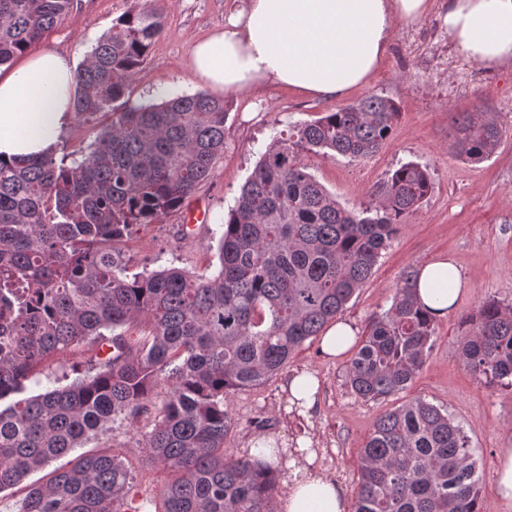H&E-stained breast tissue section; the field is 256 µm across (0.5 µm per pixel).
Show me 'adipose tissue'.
<instances>
[{"mask_svg":"<svg viewBox=\"0 0 512 512\" xmlns=\"http://www.w3.org/2000/svg\"><path fill=\"white\" fill-rule=\"evenodd\" d=\"M438 11L456 49L488 67L512 63V0H235L223 30L195 43L193 79L225 94L279 86L317 100L340 99L384 64L400 24ZM75 68L49 47L32 48L0 66V161L48 151L71 119ZM471 285L453 259L419 268L416 301L436 321L447 318ZM319 382L294 372L282 387L286 411L304 415ZM284 487L276 512H352L335 478L316 467L314 440H279Z\"/></svg>","mask_w":512,"mask_h":512,"instance_id":"obj_1","label":"adipose tissue"}]
</instances>
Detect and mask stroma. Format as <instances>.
I'll return each instance as SVG.
<instances>
[{
	"instance_id": "1",
	"label": "stroma",
	"mask_w": 512,
	"mask_h": 512,
	"mask_svg": "<svg viewBox=\"0 0 512 512\" xmlns=\"http://www.w3.org/2000/svg\"><path fill=\"white\" fill-rule=\"evenodd\" d=\"M147 2L161 9L164 31L130 81V103L149 104L169 90L183 95L201 92L187 69L191 47L223 28L232 0H76L42 44L80 63L117 18ZM370 94L389 97L400 107L379 151L361 161L304 152L301 164L352 210L364 208L388 173L408 161L428 167L433 189L421 208L400 224L391 247L342 311V319L365 327L372 315L390 306L407 267L440 255L454 259L472 290L438 322L433 347L403 392L383 401L362 400L346 382L347 360H328L319 341L308 342L269 382L227 396L224 407L235 426L225 445L242 455L265 433L287 439L312 435L320 445L319 464L351 496L357 489L359 451L378 414L420 396L447 409L468 435L476 450L486 512H507L494 498V484L498 451L512 447V389L488 385L467 371L460 341L466 332L463 316L482 300L512 303V65L493 69L465 60L431 13L400 26L384 69L343 101L312 100L276 87L252 99L227 96L224 154L212 178L189 199L190 204L205 206L206 222L185 237L183 213L172 211L155 223L136 227L117 249L133 272L175 267L215 275L223 222L274 133ZM477 109L500 113L508 125L497 152L480 163L456 154L450 127L451 113ZM301 369L315 372L321 381L319 400L308 416L286 412L281 391L288 376ZM87 370L85 355L54 356L37 367L28 392L34 395L69 384ZM146 427L143 417L116 422L87 447L118 456L130 468L139 497L150 500L156 510L168 473L148 459L142 440Z\"/></svg>"
}]
</instances>
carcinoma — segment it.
Returning <instances> with one entry per match:
<instances>
[{"label":"carcinoma","instance_id":"cac0c4a2","mask_svg":"<svg viewBox=\"0 0 512 512\" xmlns=\"http://www.w3.org/2000/svg\"><path fill=\"white\" fill-rule=\"evenodd\" d=\"M74 0H0V66L35 46ZM163 31L143 7L112 23L76 69V116H111L70 153L0 161V493L61 456L67 468L28 486L21 512H126L133 476L107 452L76 453L119 418L149 414L151 459L169 472L163 512H274L276 470L224 447V397L267 383L340 314L432 190L410 161L355 212L299 161L300 152L362 160L399 116L369 94L274 138L242 186L218 241L220 270L128 273L113 251L135 224L179 208L224 154L226 102L205 93L132 105L128 83ZM452 147L490 158L495 112L451 113ZM417 269L370 318L346 369L365 401L406 390L436 322L417 305ZM464 366L512 388V305L487 298L464 318ZM112 332L108 350L96 345ZM82 351L91 370L27 395L34 369ZM168 398L153 402L154 391ZM354 512H484L473 448L448 411L422 397L380 413L361 451Z\"/></svg>","mask_w":512,"mask_h":512}]
</instances>
